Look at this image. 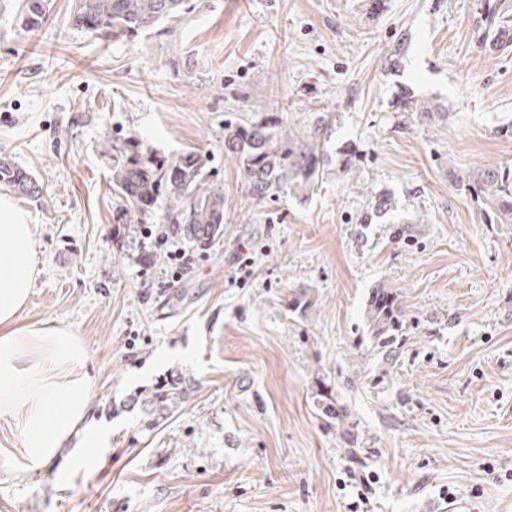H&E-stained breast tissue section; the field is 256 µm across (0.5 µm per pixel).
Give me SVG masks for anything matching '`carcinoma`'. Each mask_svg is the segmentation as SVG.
<instances>
[{
	"label": "carcinoma",
	"instance_id": "carcinoma-1",
	"mask_svg": "<svg viewBox=\"0 0 512 512\" xmlns=\"http://www.w3.org/2000/svg\"><path fill=\"white\" fill-rule=\"evenodd\" d=\"M51 0H19L17 21L24 30L38 29ZM483 25L478 42L482 48L505 51L512 47V14L501 0H478ZM200 7L198 0H72L70 26L99 40H134L144 33L166 37L185 15ZM398 109L421 121L444 118L406 97ZM331 120L317 112L303 131L285 125L275 114L250 123L224 125V156L230 158L246 181V198L264 204L281 194L300 200L313 195L322 179L330 154L325 144ZM99 154L110 167L112 198L119 202L117 213L138 224L154 223L155 209L164 203L163 223L175 236L200 246L224 236V185L215 171L195 150L162 155L137 134H105ZM0 186L38 203L43 190L29 170L0 156ZM471 192L481 195L500 219H512V167H488L473 180ZM364 316L369 338L386 361L396 357L399 337L407 320L397 292L390 288L372 290ZM181 398L174 386L159 389L150 401L168 408Z\"/></svg>",
	"mask_w": 512,
	"mask_h": 512
}]
</instances>
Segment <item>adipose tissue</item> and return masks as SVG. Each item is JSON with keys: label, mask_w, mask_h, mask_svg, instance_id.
<instances>
[{"label": "adipose tissue", "mask_w": 512, "mask_h": 512, "mask_svg": "<svg viewBox=\"0 0 512 512\" xmlns=\"http://www.w3.org/2000/svg\"><path fill=\"white\" fill-rule=\"evenodd\" d=\"M37 275L30 217L0 195V420L17 432L15 462L28 472L40 471L60 449L75 445L93 456L102 444L80 337L64 326L18 323Z\"/></svg>", "instance_id": "1"}]
</instances>
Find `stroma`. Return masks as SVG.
I'll return each mask as SVG.
<instances>
[{"label": "stroma", "mask_w": 512, "mask_h": 512, "mask_svg": "<svg viewBox=\"0 0 512 512\" xmlns=\"http://www.w3.org/2000/svg\"><path fill=\"white\" fill-rule=\"evenodd\" d=\"M69 2L26 32L0 0V154L45 193L19 202L38 267L19 322L81 338L106 439L37 473L0 460V512H512V220L459 183L512 164V49L480 47L478 0H202L128 42L72 29ZM403 94L447 118L402 120ZM269 112L330 113V154L359 163L249 205L224 125ZM129 131L224 184V235L177 282L113 213L98 143ZM379 286L409 319L393 365L367 340ZM165 384L182 400L148 417Z\"/></svg>", "instance_id": "1"}]
</instances>
